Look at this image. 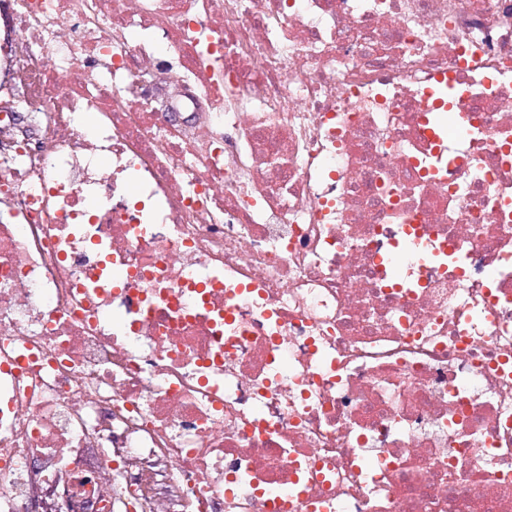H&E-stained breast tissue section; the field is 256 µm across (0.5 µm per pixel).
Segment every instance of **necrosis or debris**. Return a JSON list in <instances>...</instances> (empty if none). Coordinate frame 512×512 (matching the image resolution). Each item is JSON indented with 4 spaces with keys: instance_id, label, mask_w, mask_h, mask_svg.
<instances>
[{
    "instance_id": "4bbe7bcc",
    "label": "necrosis or debris",
    "mask_w": 512,
    "mask_h": 512,
    "mask_svg": "<svg viewBox=\"0 0 512 512\" xmlns=\"http://www.w3.org/2000/svg\"><path fill=\"white\" fill-rule=\"evenodd\" d=\"M10 7L0 512H512V0Z\"/></svg>"
}]
</instances>
